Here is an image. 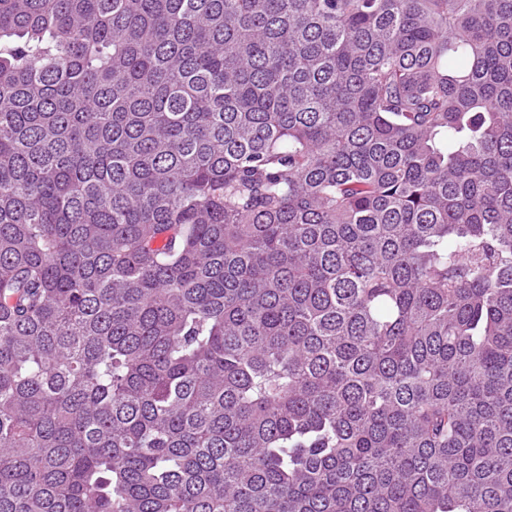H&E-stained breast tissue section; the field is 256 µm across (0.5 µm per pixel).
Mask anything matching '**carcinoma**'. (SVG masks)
<instances>
[{
    "mask_svg": "<svg viewBox=\"0 0 512 512\" xmlns=\"http://www.w3.org/2000/svg\"><path fill=\"white\" fill-rule=\"evenodd\" d=\"M0 512H512V0H0Z\"/></svg>",
    "mask_w": 512,
    "mask_h": 512,
    "instance_id": "1",
    "label": "carcinoma"
}]
</instances>
